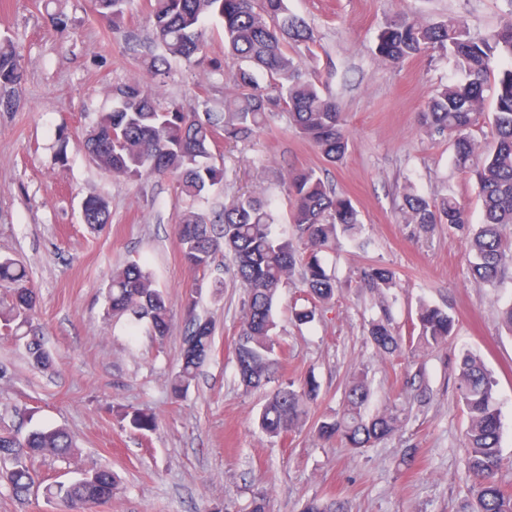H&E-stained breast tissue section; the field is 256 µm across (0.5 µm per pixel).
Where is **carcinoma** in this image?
<instances>
[{
  "label": "carcinoma",
  "instance_id": "carcinoma-1",
  "mask_svg": "<svg viewBox=\"0 0 512 512\" xmlns=\"http://www.w3.org/2000/svg\"><path fill=\"white\" fill-rule=\"evenodd\" d=\"M131 0H94L97 15L112 32L123 26ZM224 23V51L250 64L223 80L233 86L224 97V111L186 112L157 93L170 77V60L191 64L203 52L204 19ZM152 39L161 49L147 62L151 84L130 79L113 90L112 110L99 114L85 141L93 163L115 178L136 181L145 176H172L180 193L195 198L224 179V162L214 150L219 141L234 144L250 138L270 118L289 114L296 133L313 143L330 162L340 161L348 149V136L336 102L321 95L317 85L303 78L298 64L288 55V44L311 39L306 23L288 12L285 0H150ZM379 56L392 64L432 51L451 59L462 79L438 89L420 114L430 134L454 142V165L471 174L482 203L481 223L473 224L464 204L454 197L430 202L407 194L404 209L408 223L424 232L446 224L465 236L472 259L470 277L493 285L508 260L512 244L503 239L502 226L512 224V15L483 36H474L463 22L450 18L430 23L404 15L386 23L379 36ZM503 63L496 83V106L491 113L495 132L493 149L476 156L470 129L481 115L485 88L493 64ZM268 76L260 84L252 68ZM23 81L20 55L11 39L0 38V112H14ZM292 221L296 239L272 232L274 218L263 200L242 193L224 206L219 223L209 224L197 212L179 215L177 237L185 264L205 273L215 255L232 257V275L247 291L235 344L239 380L247 390L271 381L279 368L274 306L280 288L300 272L311 306L292 309L293 320H314L317 304L331 302L336 292L334 277L327 274L319 253L342 232L352 238L361 232L359 213L351 200L326 189L313 171L290 174ZM107 201L91 195L84 201L82 220L95 229L109 222ZM21 263L0 258V284L9 286L6 303H0V327L23 341L28 363L39 370L52 366V356L38 334L31 332L37 296L27 285ZM396 286V273L387 267H369L361 273L360 287L383 294ZM194 298L186 304L188 326L182 338L179 370L172 376V394L179 397L195 381L209 359L213 326L196 317ZM105 315L124 318L133 326L146 324L151 335L164 340L170 332L167 294L154 287L145 265L126 262L112 271L106 287ZM454 330L447 312L420 305L416 323L404 337L387 317L368 323L366 336L382 355L401 351L402 342L442 346ZM457 402L465 412L464 468L470 486V512H512V493L502 488L503 458L500 422L493 402L496 380L481 357L462 353L456 363ZM318 398L311 381L301 387L286 383L271 392L258 417L259 428L277 438L295 430ZM369 389L364 378L355 379L337 417L320 419L317 432L325 440L336 439L361 451L391 437L401 420L391 411L365 414ZM76 452L71 434L63 427H42L21 436L0 431V487L20 501L34 493L33 462L38 457L67 459ZM117 485L109 468L80 473L68 481L44 486L47 501L62 512H89L109 501ZM302 512H348L341 500H309Z\"/></svg>",
  "mask_w": 512,
  "mask_h": 512
}]
</instances>
